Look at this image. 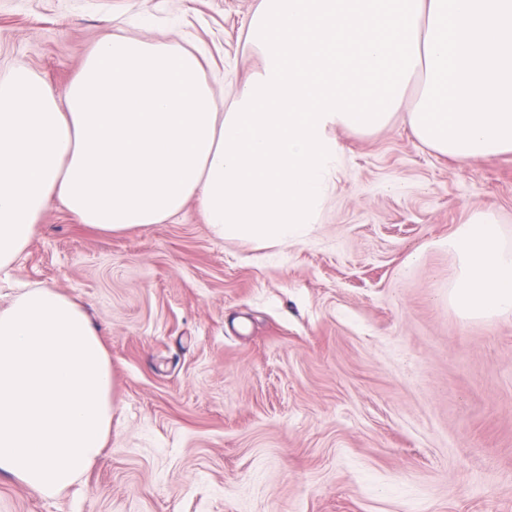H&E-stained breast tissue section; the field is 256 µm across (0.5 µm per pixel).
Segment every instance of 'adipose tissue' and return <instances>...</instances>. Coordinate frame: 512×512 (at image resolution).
Masks as SVG:
<instances>
[{"instance_id": "ef3b65f1", "label": "adipose tissue", "mask_w": 512, "mask_h": 512, "mask_svg": "<svg viewBox=\"0 0 512 512\" xmlns=\"http://www.w3.org/2000/svg\"><path fill=\"white\" fill-rule=\"evenodd\" d=\"M245 41L261 71L221 111L203 58L122 33L100 41L65 100L26 68L0 80V270L62 205L109 235L198 198L221 238L303 241L340 163L330 132L402 115L466 163L512 153V0H257ZM448 302L512 315V245L488 213L448 240ZM112 368L88 312L52 288L0 310V473L45 497L103 456Z\"/></svg>"}]
</instances>
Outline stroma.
I'll return each instance as SVG.
<instances>
[{
    "label": "stroma",
    "instance_id": "obj_1",
    "mask_svg": "<svg viewBox=\"0 0 512 512\" xmlns=\"http://www.w3.org/2000/svg\"><path fill=\"white\" fill-rule=\"evenodd\" d=\"M254 0H0V79L64 97L109 33L208 54L217 100L261 59ZM335 187L304 241L217 236L197 200L103 236L48 211L8 278L88 311L112 365L102 459L47 498L0 476V512H512V316L448 303V238L492 213L512 243V154L457 163L402 116L332 132Z\"/></svg>",
    "mask_w": 512,
    "mask_h": 512
}]
</instances>
